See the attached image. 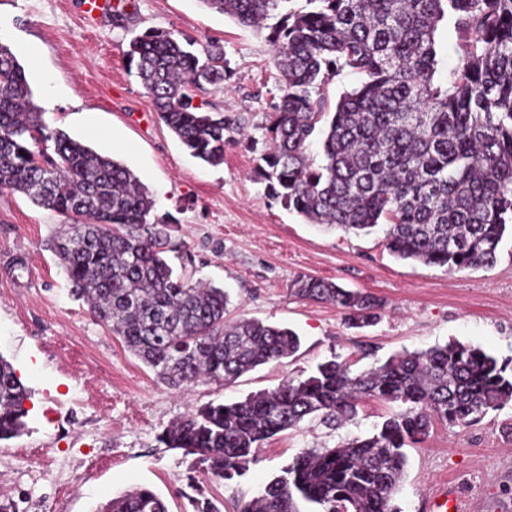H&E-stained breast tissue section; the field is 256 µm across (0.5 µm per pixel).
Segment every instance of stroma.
<instances>
[{
    "label": "stroma",
    "instance_id": "stroma-1",
    "mask_svg": "<svg viewBox=\"0 0 512 512\" xmlns=\"http://www.w3.org/2000/svg\"><path fill=\"white\" fill-rule=\"evenodd\" d=\"M81 0H0V44L24 67L44 123L127 166L173 224L168 257L192 280L224 288L228 319L256 318L294 330L292 357L259 366L230 386L201 382L175 390L128 351L71 293L48 240L69 219L18 192L0 193V355L29 389L28 430L0 441V502L15 512H98L112 497L152 487L169 512H194L206 496L235 512L302 451L370 434L389 412L363 401L352 423L316 422L265 442L248 473L233 481L190 471L182 451L158 435L187 412L230 403L307 375L333 355L363 370L397 351L451 341L512 357V237L494 265L451 272L399 260L370 234L328 229L270 195L254 170L268 147L265 125L282 81L265 33L237 24L201 0H119L122 21H89ZM151 27L224 49L231 77L193 90L194 104L240 119L245 134L224 162L193 158L152 111L125 53ZM39 57H31L30 47ZM24 261L25 271L15 268ZM300 275L370 292L386 307L373 326H348L335 306L289 292ZM401 512H430L439 489L455 490L463 512H512V403L461 430L435 426L407 448Z\"/></svg>",
    "mask_w": 512,
    "mask_h": 512
}]
</instances>
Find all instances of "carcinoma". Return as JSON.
Returning <instances> with one entry per match:
<instances>
[{"label":"carcinoma","mask_w":512,"mask_h":512,"mask_svg":"<svg viewBox=\"0 0 512 512\" xmlns=\"http://www.w3.org/2000/svg\"><path fill=\"white\" fill-rule=\"evenodd\" d=\"M246 27H262L286 0H203ZM455 33V62L437 42ZM284 89L266 126L269 151L257 175L288 208L345 230L388 225L393 256L465 270L494 264L512 232V0H306L270 28ZM149 106L192 156L224 163L243 125L192 104L191 89L230 79L222 47L151 28L126 51ZM360 84L334 106L313 93L333 77ZM321 140L322 162L308 155ZM53 143V151L44 144ZM82 223L52 246L71 291L171 387L231 384L293 356L299 335L258 319L225 320L222 288L177 275L165 259L170 225L151 218L155 202L123 164L63 131L49 129L32 102L26 73L0 45V191ZM291 293L342 309L370 326L382 299L335 282L296 278ZM338 356L305 378L232 403L202 405L159 437L212 476L246 474L265 441L305 420L337 429L366 399L391 412L377 430L334 448L307 449L237 512H398L408 445L437 424L468 428L512 402V358L448 342L397 352L357 371ZM28 389L0 356V440L22 434ZM100 512H168L148 487L108 501Z\"/></svg>","instance_id":"carcinoma-1"}]
</instances>
